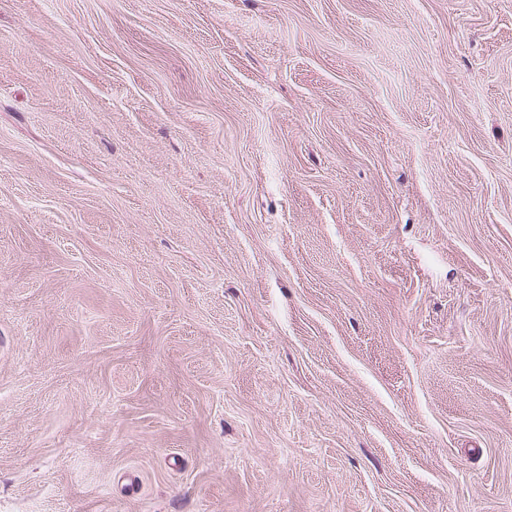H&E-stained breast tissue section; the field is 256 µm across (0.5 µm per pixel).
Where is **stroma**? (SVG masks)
Masks as SVG:
<instances>
[{
	"instance_id": "obj_1",
	"label": "stroma",
	"mask_w": 512,
	"mask_h": 512,
	"mask_svg": "<svg viewBox=\"0 0 512 512\" xmlns=\"http://www.w3.org/2000/svg\"><path fill=\"white\" fill-rule=\"evenodd\" d=\"M0 512H512V0H0Z\"/></svg>"
}]
</instances>
